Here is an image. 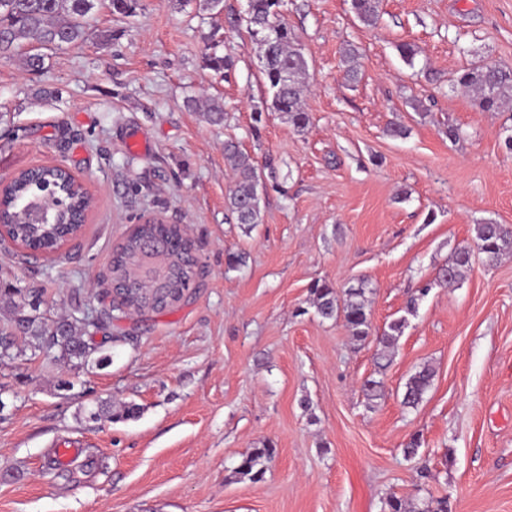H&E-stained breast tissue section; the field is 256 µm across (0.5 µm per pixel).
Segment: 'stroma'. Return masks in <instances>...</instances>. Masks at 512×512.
Listing matches in <instances>:
<instances>
[{
	"instance_id": "obj_1",
	"label": "stroma",
	"mask_w": 512,
	"mask_h": 512,
	"mask_svg": "<svg viewBox=\"0 0 512 512\" xmlns=\"http://www.w3.org/2000/svg\"><path fill=\"white\" fill-rule=\"evenodd\" d=\"M245 9L140 0L122 18L102 5L92 37L45 51L39 72L0 58V179L62 164L96 199L54 258L0 245V279L43 292L49 318L109 312L114 335L101 362L67 364L22 339L0 360V512H387L392 496L512 512V257L436 284L475 224L512 225V108L482 111L455 83L478 61L512 66V0H380L374 26L351 0H281L308 65L301 132L268 108ZM212 54L233 67L210 69ZM203 94L222 99L223 125L185 108ZM394 123L406 137L388 135ZM228 141L275 167L250 230L225 206ZM150 214L190 240L197 286L173 308L124 315L109 293L112 251ZM360 279L363 343L309 292ZM399 318L378 368L376 338ZM424 365L432 385L404 408ZM371 378L383 392L370 402ZM101 401L137 412L91 419ZM415 436L419 455L405 460ZM73 439L84 452L58 477L50 460ZM269 442L262 479L240 478L242 457ZM434 370L424 365L413 373L404 385L402 404L405 407H415L422 401L424 394L431 386Z\"/></svg>"
}]
</instances>
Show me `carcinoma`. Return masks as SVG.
Segmentation results:
<instances>
[{
  "label": "carcinoma",
  "instance_id": "1",
  "mask_svg": "<svg viewBox=\"0 0 512 512\" xmlns=\"http://www.w3.org/2000/svg\"><path fill=\"white\" fill-rule=\"evenodd\" d=\"M109 2L112 13L129 17L139 8V0H0V56H18L26 70L43 68L41 49H52L84 42L90 36V23L96 5ZM280 0H247V29L262 53V74L272 99L270 109L288 117L298 131L310 123L302 99L307 62L298 47L294 32L279 18ZM379 0H352V8L360 22L373 25L378 20ZM457 83L474 93L484 112H499L512 98V68L473 64L458 77ZM186 106L202 113L212 124L224 122V104L217 98L201 103L196 98L186 100ZM224 154L236 177L235 188L227 196V209L237 223L252 229L261 223V170L256 161L232 143L224 146ZM48 187L65 201L50 224H27L21 216L26 201L34 192ZM93 198L76 177L55 165H38L20 171L0 200V221L8 225L10 238L22 245L38 249L42 254H55L62 243L76 236L83 226ZM473 242L488 263H496L512 255V227L488 219L474 225ZM156 248L166 255L162 274L148 285H140L134 271L144 267L146 247ZM472 250L463 246L454 252L443 266L436 283L440 286L462 280L471 268ZM198 259L191 242L180 228L172 224L143 223L113 252L110 265L111 286L121 292V304L139 312H157L171 308L184 299V291L196 282ZM367 286L360 282L337 289L327 281H317L311 287L313 304L324 319H340L349 335L359 342L370 336L371 321ZM0 302L6 304L9 317L0 326V359L12 357L16 339L28 340L35 352L49 356L55 352L63 360L83 363L98 352L101 345L94 334L105 329L103 321L88 317L48 319L40 311L42 293L14 288L0 283ZM404 320L391 321L387 330L376 337L377 359L387 360V353L402 333ZM434 370L424 365L413 373L404 385L402 404L415 407L431 386ZM275 448H255L242 458L237 474L251 481L263 478L261 461H271Z\"/></svg>",
  "mask_w": 512,
  "mask_h": 512
}]
</instances>
